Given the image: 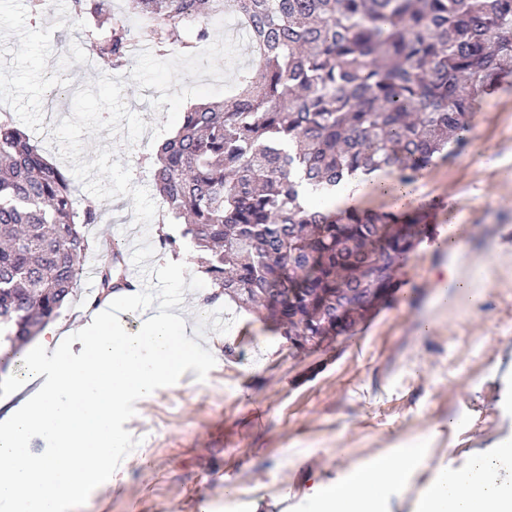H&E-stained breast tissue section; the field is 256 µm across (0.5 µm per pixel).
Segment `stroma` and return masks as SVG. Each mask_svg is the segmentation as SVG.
Masks as SVG:
<instances>
[{
  "instance_id": "35a3bbf8",
  "label": "stroma",
  "mask_w": 512,
  "mask_h": 512,
  "mask_svg": "<svg viewBox=\"0 0 512 512\" xmlns=\"http://www.w3.org/2000/svg\"><path fill=\"white\" fill-rule=\"evenodd\" d=\"M113 18L133 27L139 49L123 83L127 107L147 129L135 144L123 134L84 136L83 161L111 147L132 183L152 188L149 158L191 105L223 100L256 59L237 16L212 28L207 53L158 55L153 35L112 0ZM90 56L69 0L35 17L29 0H0V113L24 130L53 164L70 169L52 135L54 89L76 84ZM465 143L425 169L416 205L428 211L432 238L399 272L400 290L348 335L298 352L256 314L225 300L230 336L205 381L186 371L157 397L136 402L125 428L140 439L113 474L111 494L90 495L78 512H315L314 482L345 483L366 461L425 442L429 458L401 485L383 492L385 512H414L440 465L463 469L478 453L512 440V81L480 98ZM74 207L94 210L85 266L104 263L115 228L134 224L132 197L99 200L73 181ZM147 235L156 267L183 262L202 277L195 251ZM467 276L483 291L458 288ZM234 494H225V486Z\"/></svg>"
}]
</instances>
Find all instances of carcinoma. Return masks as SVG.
Segmentation results:
<instances>
[{
	"instance_id": "cac0c4a2",
	"label": "carcinoma",
	"mask_w": 512,
	"mask_h": 512,
	"mask_svg": "<svg viewBox=\"0 0 512 512\" xmlns=\"http://www.w3.org/2000/svg\"><path fill=\"white\" fill-rule=\"evenodd\" d=\"M110 0H71L93 59L131 61L133 33L102 27ZM156 48L201 51L214 0H133ZM250 35L256 68L229 104L201 103L152 160L153 180L181 237L206 253L224 294L267 311L297 351L346 329L400 288L404 258L428 215L327 210L324 198L361 169L396 175L397 188L452 142L465 141L473 102L512 72V0H221ZM97 214L74 207L67 174L25 131L0 117V345L19 359L73 295ZM99 288L128 284L98 270Z\"/></svg>"
}]
</instances>
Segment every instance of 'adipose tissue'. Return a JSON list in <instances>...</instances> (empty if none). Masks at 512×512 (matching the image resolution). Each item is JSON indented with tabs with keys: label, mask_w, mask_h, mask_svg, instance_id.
I'll use <instances>...</instances> for the list:
<instances>
[{
	"label": "adipose tissue",
	"mask_w": 512,
	"mask_h": 512,
	"mask_svg": "<svg viewBox=\"0 0 512 512\" xmlns=\"http://www.w3.org/2000/svg\"><path fill=\"white\" fill-rule=\"evenodd\" d=\"M426 448H398L358 470L349 486L315 487L320 512H381V492L403 480L425 458ZM512 463V443H499L496 459L476 458L465 471L441 467L422 494L419 512H512V485L492 478L498 464Z\"/></svg>",
	"instance_id": "obj_1"
}]
</instances>
